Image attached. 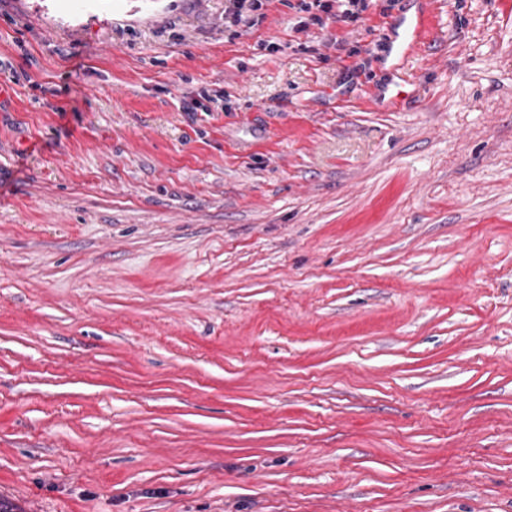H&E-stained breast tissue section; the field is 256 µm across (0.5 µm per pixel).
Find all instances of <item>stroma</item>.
<instances>
[{
	"instance_id": "obj_1",
	"label": "stroma",
	"mask_w": 512,
	"mask_h": 512,
	"mask_svg": "<svg viewBox=\"0 0 512 512\" xmlns=\"http://www.w3.org/2000/svg\"><path fill=\"white\" fill-rule=\"evenodd\" d=\"M297 18L0 0L25 512H512V0ZM425 28L424 17H407L400 15L391 24L393 37H389L391 54L397 60V69L405 70L406 62L420 46Z\"/></svg>"
}]
</instances>
